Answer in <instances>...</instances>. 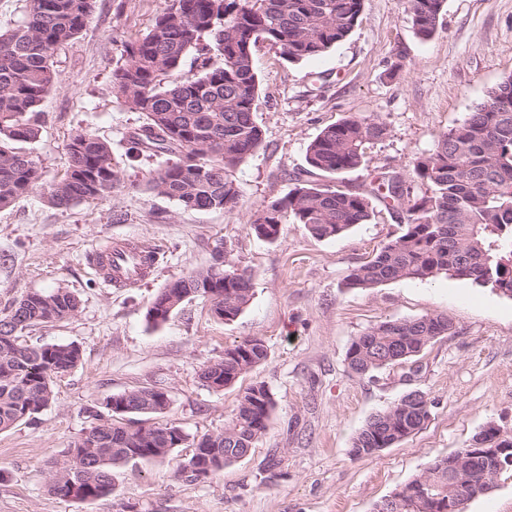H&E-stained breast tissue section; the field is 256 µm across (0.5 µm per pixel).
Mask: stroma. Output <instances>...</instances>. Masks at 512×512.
<instances>
[{"instance_id": "obj_1", "label": "stroma", "mask_w": 512, "mask_h": 512, "mask_svg": "<svg viewBox=\"0 0 512 512\" xmlns=\"http://www.w3.org/2000/svg\"><path fill=\"white\" fill-rule=\"evenodd\" d=\"M165 6L96 0L87 27L55 57L61 80L44 98L41 135L28 146L46 180H57L67 171L69 137L92 129L111 143L120 184L100 202L56 208L36 190L0 209V309L29 293L75 294L70 319L26 331L25 339L81 350L49 406L0 432V512H373L487 424L512 434V298L445 276L346 287L350 271L400 233L401 217L377 200L370 223L336 238L288 223L268 242L251 228L257 212L302 176L308 144L343 118H376L389 133L360 167L336 175L337 186L366 191L380 173L409 174L440 133L512 73V0H446L428 40L416 35L403 0H364L349 37L319 58L291 62L258 45L254 118L263 142L233 172L240 195L229 212L183 209L149 185L161 158L128 155L127 134L146 118L112 92L116 43L145 33ZM113 238L158 245L155 274L123 291L107 287L91 257ZM220 251L252 278L243 314L224 323L197 297L150 325L156 295ZM437 314L453 329L418 356L365 377L349 369L350 342L368 328ZM251 338L264 342L266 360L224 389L204 386L202 369ZM256 382L275 408L250 455L204 482L179 477L197 440L222 431ZM144 386L167 389L169 406L157 420L181 425L187 441L165 460L115 467L107 497L51 493L50 470L90 427L88 407ZM413 390L432 402L423 428L354 457L352 441L368 418ZM273 452L280 464L270 472Z\"/></svg>"}]
</instances>
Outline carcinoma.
<instances>
[{"label": "carcinoma", "instance_id": "obj_1", "mask_svg": "<svg viewBox=\"0 0 512 512\" xmlns=\"http://www.w3.org/2000/svg\"><path fill=\"white\" fill-rule=\"evenodd\" d=\"M363 0H170L151 28L117 44L112 89L125 107L146 123L128 134L136 156L170 157L154 171L152 189L195 211L227 210L238 203L231 170L262 145L254 119L258 76L253 49L259 42L277 48L292 62L317 58L344 41L360 17ZM95 0H27L22 24L0 32V208L38 187L49 203L68 208L102 201L120 183L111 146L84 130L68 139V168L45 182L42 167L23 149L40 137V104L60 82L57 51L88 25ZM444 0H405V10L423 40L437 31ZM196 54V72L163 84L162 77ZM218 56L221 63L211 62ZM387 125L375 118L346 117L324 127L310 142L305 160L310 175L356 169L366 149L386 138ZM413 181L424 192L412 195L399 174L385 175L368 193L297 180L288 194L255 215L252 229L277 240L283 216L318 239L341 236L374 216L371 197L403 213L401 235L354 267L349 288H375L390 281L429 280L441 275L512 298V74L487 92L458 125L441 134L435 149L416 157ZM224 273V323L236 320L253 298L251 278L229 259L183 276L180 299L206 295L214 272ZM66 291L29 293L0 310V431H8L48 406L58 377L80 361L74 344L30 346L22 331L66 320L77 311ZM453 328L444 316L387 320L352 339L349 369L361 376L403 363ZM267 357L259 339L224 349L201 375L234 384ZM275 401L262 382L251 385L231 421L216 434L219 444L199 445L180 465L179 475L200 482L239 461L268 428ZM431 401L421 393L399 398L375 412L353 439L355 457L373 455L419 431L430 418ZM88 433L58 462L50 476L55 494L85 501L112 492V468L131 460L162 461L173 447L146 440L140 430L112 427L108 408L88 409ZM451 457L435 458L425 472L404 485L409 495L392 512H443L448 502L467 505L483 493L486 462L469 460L462 472Z\"/></svg>", "mask_w": 512, "mask_h": 512}]
</instances>
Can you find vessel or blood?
Here are the masks:
<instances>
[{
	"label": "vessel or blood",
	"mask_w": 512,
	"mask_h": 512,
	"mask_svg": "<svg viewBox=\"0 0 512 512\" xmlns=\"http://www.w3.org/2000/svg\"><path fill=\"white\" fill-rule=\"evenodd\" d=\"M159 250L135 239H118L108 243L95 255V266L106 285L128 288L145 281L155 271Z\"/></svg>",
	"instance_id": "b4317fda"
}]
</instances>
